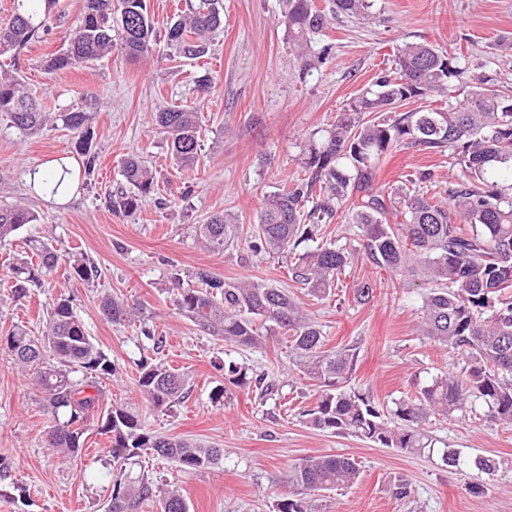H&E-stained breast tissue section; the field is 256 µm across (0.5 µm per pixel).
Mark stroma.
I'll return each mask as SVG.
<instances>
[{"mask_svg":"<svg viewBox=\"0 0 512 512\" xmlns=\"http://www.w3.org/2000/svg\"><path fill=\"white\" fill-rule=\"evenodd\" d=\"M222 3L224 32L207 59L214 87L204 97L192 83L197 64L183 59L135 60L116 49L77 69L44 70L43 59L75 30L84 0H60L52 31L22 51L19 74L51 120L28 136L0 112V209L37 211L39 223L27 225L24 236L49 237L60 252L83 253L102 275L87 285L62 265L50 284L21 300L0 287V336L17 326L42 336L53 299L70 296L89 336L117 366L102 383L109 403L138 407L146 431L223 449L218 466L199 472L143 458L159 492L179 491L190 512H274L276 500L290 492L291 464L323 454L354 458L360 475L354 484L308 494L309 512H512V427L494 421L486 408L432 417L425 427L432 447L412 453L318 430L302 415L315 405L318 388L300 372L281 335L257 346L209 335L179 313L171 280L177 273L191 286L204 269L286 289L318 323L326 348L357 347L350 385L384 405L432 375L460 373L464 356L416 333L420 287L362 256L321 300L290 280V258L253 252L251 231L265 196L298 175L305 140L394 67L397 45L429 43L457 53L469 75L512 86V0H375L372 23L333 20L314 44L323 62L308 70L278 20L279 0ZM176 105L193 107L199 116L202 159L191 170L176 169L154 121L159 109ZM71 111L86 113L96 133L98 160L90 175L72 132L58 119ZM130 154L152 167L157 190L127 218L108 209L107 196L122 185V162ZM54 158L74 172L73 189L60 200L33 193L27 179L30 169L48 168ZM422 170L447 181V156L416 148L391 152L373 187L390 192ZM216 214L238 227L234 243L219 253L200 246L195 232ZM366 283L374 297L357 304L353 291ZM107 295L139 303L142 321L112 323L101 309ZM155 337L163 340L158 353ZM144 355L187 378L188 395L172 410L152 409L140 393L136 362ZM229 360L267 376L277 392L263 398L235 388L223 404L212 403L210 391L223 382ZM51 426L33 378L0 350V512H107L115 476L109 439L90 432L87 452L70 459L49 448ZM447 449L456 466L443 461ZM478 457L496 460L495 472L478 474ZM399 479L410 483L409 498L393 496Z\"/></svg>","mask_w":512,"mask_h":512,"instance_id":"stroma-1","label":"stroma"}]
</instances>
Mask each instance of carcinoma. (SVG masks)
<instances>
[{
	"label": "carcinoma",
	"instance_id": "obj_1",
	"mask_svg": "<svg viewBox=\"0 0 512 512\" xmlns=\"http://www.w3.org/2000/svg\"><path fill=\"white\" fill-rule=\"evenodd\" d=\"M26 0H15L13 16L0 28V58L51 31L59 0H40L42 9L30 11ZM373 0H280V22L288 31L303 67L320 57L312 50V36L323 32L342 15L372 19ZM224 31L221 0H195L159 35L149 15L147 0H84L75 35L67 47L44 60L49 72L76 69L102 59L115 46L133 59H144L163 46L169 60L206 58ZM394 70L380 73L336 116L309 138L302 156L303 174L288 188L266 196L250 248L269 254L294 253L314 240L321 227L342 217L363 237L365 255L424 288L417 335L465 354L462 375L440 373L423 384L415 396L392 401L390 415L370 394L347 387L355 371L357 349L324 348L321 329L288 291L259 281H226L200 270L199 288H179L177 309L200 328L224 342L256 345L265 335L286 336L295 363L321 388L316 405L303 412L316 429L354 434L385 448L414 452L428 447L423 425L431 417L465 413L482 402L490 417L512 426V86L490 79L474 81L454 53L427 43L396 47ZM466 88L461 101L450 94ZM443 102L406 112L398 111L413 99ZM0 112L10 114L15 126L35 133L50 121L36 98L27 92L16 71L0 62ZM63 124L75 135L85 156V169L96 168L95 132L85 113L64 112ZM155 123L171 142L180 170L197 166L201 156L198 113L166 107L155 113ZM422 147L448 154L460 179L448 182V200L427 196L438 187L433 174L410 175L406 184L385 195L373 190L382 159L398 148ZM70 170L63 163L50 168L42 193L64 197L70 189ZM125 186L108 195L115 213L132 217L156 191L152 169L136 155L122 164ZM39 215L30 208L0 209V248L13 245ZM236 225L214 216L199 225L200 243L222 252L233 242ZM24 256L9 268L14 298L42 287L65 262L70 275L88 284L101 272L83 257L57 253L51 240L25 238ZM357 256V250L322 244L299 254L288 268L291 280L323 298L336 287V277ZM114 323L129 322L141 314L136 305L114 297L101 303ZM47 330L40 338L17 326L0 337L15 364L34 375L45 407L55 422L49 447L72 458L82 455L89 423L111 439L114 465L108 512H133L155 496L153 482L132 476L128 461L143 454L164 459L183 471L213 468L223 452L190 441L150 433L139 413L127 406L105 405L100 380L116 372L112 359L89 336L70 298L61 294L47 313ZM138 387L154 409L167 410L185 394L187 381L174 369L146 358L138 364ZM273 390L262 375H251L234 361L224 363V385L211 392L215 404L224 403L229 387ZM359 477L354 459L344 455L309 456L291 465L288 483L294 491L277 500L275 512H308L303 494L309 490L350 485ZM161 512H190L177 492L166 493Z\"/></svg>",
	"mask_w": 512,
	"mask_h": 512
}]
</instances>
